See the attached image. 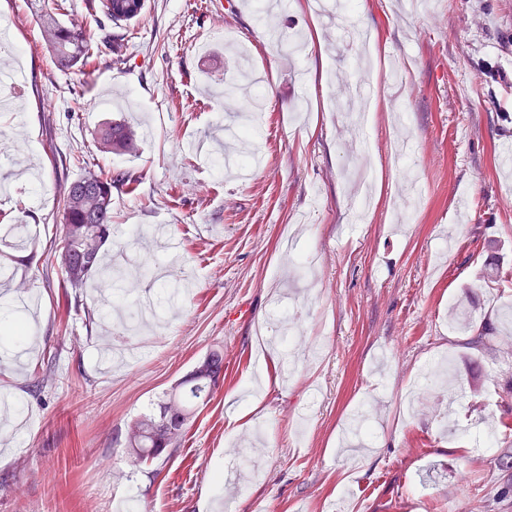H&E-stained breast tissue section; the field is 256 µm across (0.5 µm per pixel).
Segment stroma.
Listing matches in <instances>:
<instances>
[{
	"label": "stroma",
	"instance_id": "35a3bbf8",
	"mask_svg": "<svg viewBox=\"0 0 512 512\" xmlns=\"http://www.w3.org/2000/svg\"><path fill=\"white\" fill-rule=\"evenodd\" d=\"M352 0L327 24L308 0L270 15L259 0H145L113 23L100 0L61 19L98 50L59 70L35 0H0L24 41L17 109L0 112V177L29 171L0 212L23 218L36 257L17 266L0 325V512H512V0ZM375 49L366 68L343 36ZM280 42H271L269 29ZM492 64L496 77L472 73ZM248 70L262 121L211 152ZM371 75L366 115L374 205L359 220L344 122L350 84ZM128 119L137 155L111 154L135 191L112 189L106 252L165 224L151 250L168 279L129 273L110 291L64 287L41 257L62 198L99 159L102 123ZM140 343L135 363L111 353ZM224 379L174 453L133 465L128 424L210 349ZM52 386L34 395L45 359ZM291 374H283L286 364ZM257 443L247 462L233 449Z\"/></svg>",
	"mask_w": 512,
	"mask_h": 512
}]
</instances>
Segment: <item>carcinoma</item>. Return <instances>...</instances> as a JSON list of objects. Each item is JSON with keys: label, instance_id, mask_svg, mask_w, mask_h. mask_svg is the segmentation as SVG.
I'll return each instance as SVG.
<instances>
[{"label": "carcinoma", "instance_id": "obj_1", "mask_svg": "<svg viewBox=\"0 0 512 512\" xmlns=\"http://www.w3.org/2000/svg\"><path fill=\"white\" fill-rule=\"evenodd\" d=\"M65 9L64 0H52L39 16V25L47 48L63 69L83 65L95 54L96 46L86 35L66 26L60 20ZM97 150L102 155L112 153L135 154L139 151V139L134 130L122 122L109 121L97 131ZM85 173L67 187L62 199V224L58 238L45 256L54 257L64 248L72 251L70 265L63 269V283L67 288H83L91 281L98 282L114 275L112 267L101 264V253L112 238V204L100 203L103 190L125 179L121 172L109 166H89L84 156L75 158ZM206 369L211 376L224 375V353L219 348L206 355ZM213 390L191 376L178 382V388L166 392L160 411L176 423L191 421L198 409L207 404ZM182 436L175 438L160 426L159 416L144 413L130 423L126 447L134 456V462L154 461L162 456V450L175 448Z\"/></svg>", "mask_w": 512, "mask_h": 512}]
</instances>
